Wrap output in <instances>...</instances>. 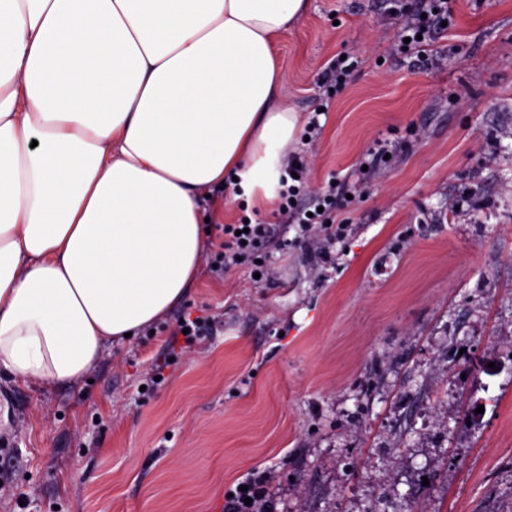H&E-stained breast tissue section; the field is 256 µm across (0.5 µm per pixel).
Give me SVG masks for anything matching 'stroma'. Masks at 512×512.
Masks as SVG:
<instances>
[{"label":"stroma","instance_id":"1","mask_svg":"<svg viewBox=\"0 0 512 512\" xmlns=\"http://www.w3.org/2000/svg\"><path fill=\"white\" fill-rule=\"evenodd\" d=\"M448 13L423 57L387 0H309L277 54L288 106L322 126L300 205L364 187L339 238L261 208L266 279L201 268L84 377L1 376L0 512H224L257 470L265 512H512V0ZM382 142L394 156L360 170ZM184 313L217 322L186 353Z\"/></svg>","mask_w":512,"mask_h":512}]
</instances>
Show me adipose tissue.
Wrapping results in <instances>:
<instances>
[{"instance_id":"ef3b65f1","label":"adipose tissue","mask_w":512,"mask_h":512,"mask_svg":"<svg viewBox=\"0 0 512 512\" xmlns=\"http://www.w3.org/2000/svg\"><path fill=\"white\" fill-rule=\"evenodd\" d=\"M308 0H0V373L80 378L179 305L206 195L272 205ZM39 135L31 147V135Z\"/></svg>"}]
</instances>
